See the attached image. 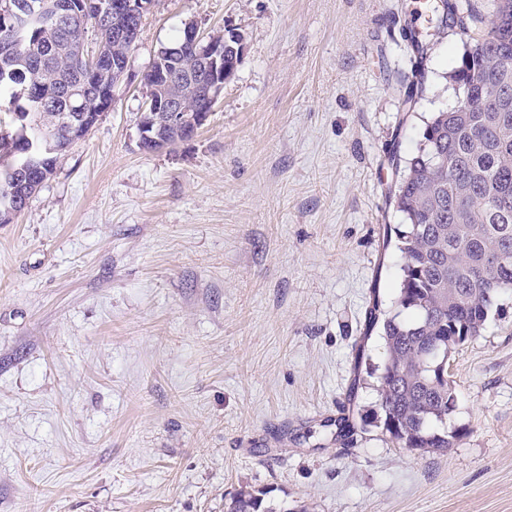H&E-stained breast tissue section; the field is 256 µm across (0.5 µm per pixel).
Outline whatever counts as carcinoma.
Instances as JSON below:
<instances>
[{
	"mask_svg": "<svg viewBox=\"0 0 512 512\" xmlns=\"http://www.w3.org/2000/svg\"><path fill=\"white\" fill-rule=\"evenodd\" d=\"M20 15L0 32V224L24 210L66 156L74 109L64 88L77 80L65 60L91 25L112 38V19L53 14L54 0H16ZM434 35L453 20L464 51L454 78V108L425 123L417 153L394 161L389 202L402 217L384 243L400 253L399 312L373 299L367 330H378L385 357L365 364L376 392L374 422L401 448L446 452L456 395L448 358L480 335L499 297L512 291V0H439ZM67 148L45 153L46 136ZM12 208V214L5 207ZM271 490H240L227 512H293Z\"/></svg>",
	"mask_w": 512,
	"mask_h": 512,
	"instance_id": "1",
	"label": "carcinoma"
}]
</instances>
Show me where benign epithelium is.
<instances>
[{
    "instance_id": "7a95c632",
    "label": "benign epithelium",
    "mask_w": 512,
    "mask_h": 512,
    "mask_svg": "<svg viewBox=\"0 0 512 512\" xmlns=\"http://www.w3.org/2000/svg\"><path fill=\"white\" fill-rule=\"evenodd\" d=\"M152 5V0H111L107 4L99 0H56L54 10L59 15H68L81 11L85 15H98L107 11L112 16V51L107 58L112 61V87H117L118 81L123 79L127 68L129 45L137 41L139 33L131 27H124L123 20L130 15L144 16ZM183 41L190 44L193 57L184 66V70L193 77L191 84L187 85L166 71L152 75L151 88L162 91V95L155 96L146 93L145 112H160L164 124L176 127L186 136V140L193 139L198 133V126L205 121L208 113L213 111L215 104L224 93V85L231 80L225 76L224 44L228 35L237 33V30L224 29L221 32L204 36L197 25L188 21L182 28ZM81 61L79 73L80 82L69 89V94L77 99L84 95L95 85L99 75L105 73V58L100 52L82 53L77 56ZM193 93V105H183L187 93ZM112 102L99 100L97 109L83 112L73 122L72 130L79 133L85 129V122L90 119H99L98 112L106 111ZM138 142L141 149L154 148L160 150L166 147L158 137V131L148 127L138 129Z\"/></svg>"
}]
</instances>
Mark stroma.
Here are the masks:
<instances>
[{
    "label": "stroma",
    "mask_w": 512,
    "mask_h": 512,
    "mask_svg": "<svg viewBox=\"0 0 512 512\" xmlns=\"http://www.w3.org/2000/svg\"><path fill=\"white\" fill-rule=\"evenodd\" d=\"M187 20L241 62L146 152L141 78ZM427 27L423 0H154L112 108L0 224V512H512V293L448 360V451L398 447L352 387L398 282L392 158L462 94L460 37L422 57ZM269 489L239 490L231 498L227 512H306L288 508L284 502H275L270 498Z\"/></svg>",
    "instance_id": "1"
}]
</instances>
